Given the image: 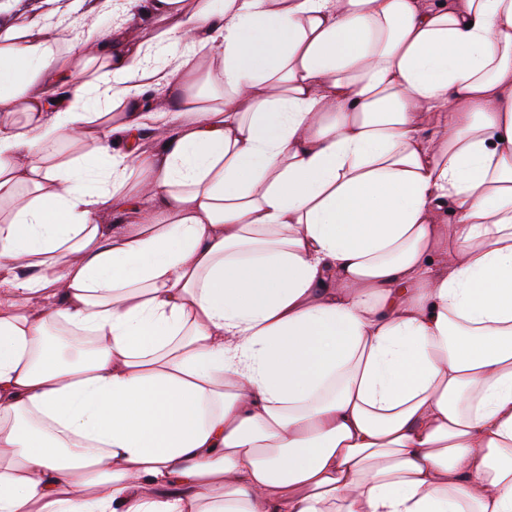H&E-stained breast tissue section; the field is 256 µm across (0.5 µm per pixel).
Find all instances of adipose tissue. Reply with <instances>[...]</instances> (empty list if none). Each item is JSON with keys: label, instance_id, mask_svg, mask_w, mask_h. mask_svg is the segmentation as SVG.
<instances>
[{"label": "adipose tissue", "instance_id": "adipose-tissue-1", "mask_svg": "<svg viewBox=\"0 0 512 512\" xmlns=\"http://www.w3.org/2000/svg\"><path fill=\"white\" fill-rule=\"evenodd\" d=\"M115 14L0 23V512H512V0ZM52 18L53 22L57 24H54L57 29L73 32H77L79 30L80 24L84 21H96L98 25L104 30H108L113 25V23H115V17H112V15L109 14H97L89 19H85L77 13H58Z\"/></svg>", "mask_w": 512, "mask_h": 512}]
</instances>
